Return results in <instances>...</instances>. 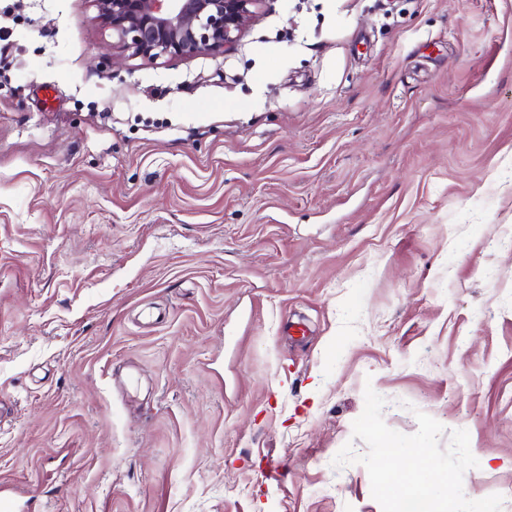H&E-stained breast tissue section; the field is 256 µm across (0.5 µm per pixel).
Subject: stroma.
Masks as SVG:
<instances>
[{"label":"stroma","instance_id":"1","mask_svg":"<svg viewBox=\"0 0 512 512\" xmlns=\"http://www.w3.org/2000/svg\"><path fill=\"white\" fill-rule=\"evenodd\" d=\"M368 387L512 512V0H263L152 65L0 0L14 512H382L333 464Z\"/></svg>","mask_w":512,"mask_h":512}]
</instances>
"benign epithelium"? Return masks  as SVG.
<instances>
[{
  "mask_svg": "<svg viewBox=\"0 0 512 512\" xmlns=\"http://www.w3.org/2000/svg\"><path fill=\"white\" fill-rule=\"evenodd\" d=\"M97 18L147 64L233 52L264 0H93Z\"/></svg>",
  "mask_w": 512,
  "mask_h": 512,
  "instance_id": "7a95c632",
  "label": "benign epithelium"
}]
</instances>
